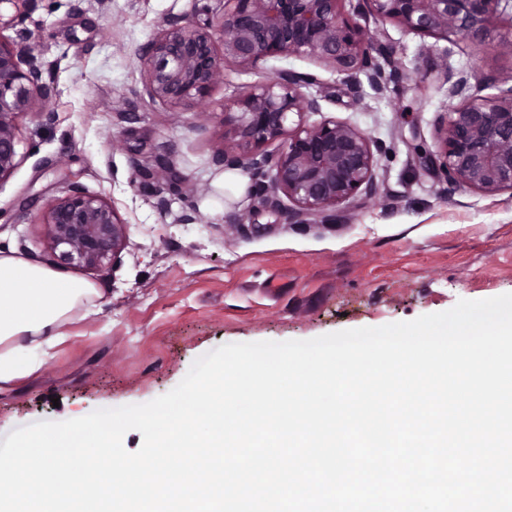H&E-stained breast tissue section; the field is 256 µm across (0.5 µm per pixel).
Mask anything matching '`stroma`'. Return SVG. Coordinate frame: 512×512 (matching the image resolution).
Segmentation results:
<instances>
[{"instance_id": "stroma-1", "label": "stroma", "mask_w": 512, "mask_h": 512, "mask_svg": "<svg viewBox=\"0 0 512 512\" xmlns=\"http://www.w3.org/2000/svg\"><path fill=\"white\" fill-rule=\"evenodd\" d=\"M23 0L0 5V41L28 36L54 86L51 119L18 120L17 166L0 179V250L53 267L44 221L68 182L112 204L129 226L116 269H68L94 285L95 315H75L33 374L0 385V443L15 429L147 403L172 390L200 356L231 343L307 340L411 321L458 300L512 293V192L451 183L421 151L452 111L444 71L512 77L497 16L485 41L420 36L369 22L404 79L351 104L342 76L301 56L226 64L204 98L178 107L144 92L142 46L169 16L209 17L222 43L220 0ZM317 76L330 95L308 123L335 119L376 141V196L357 193L306 229L263 207L251 178L215 164L223 110L275 71ZM153 171L131 186L135 166ZM167 211H160V202ZM194 216L191 224L182 215ZM244 227H237V220Z\"/></svg>"}]
</instances>
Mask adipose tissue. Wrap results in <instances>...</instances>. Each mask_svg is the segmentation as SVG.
I'll list each match as a JSON object with an SVG mask.
<instances>
[{
    "mask_svg": "<svg viewBox=\"0 0 512 512\" xmlns=\"http://www.w3.org/2000/svg\"><path fill=\"white\" fill-rule=\"evenodd\" d=\"M90 283L0 253V383L35 371L75 312L91 315Z\"/></svg>",
    "mask_w": 512,
    "mask_h": 512,
    "instance_id": "obj_1",
    "label": "adipose tissue"
}]
</instances>
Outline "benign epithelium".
Instances as JSON below:
<instances>
[{"instance_id":"obj_1","label":"benign epithelium","mask_w":512,"mask_h":512,"mask_svg":"<svg viewBox=\"0 0 512 512\" xmlns=\"http://www.w3.org/2000/svg\"><path fill=\"white\" fill-rule=\"evenodd\" d=\"M512 0H222L224 42L217 51L205 25L171 16L141 49L146 94L171 107L204 97L228 61L253 65L298 55L333 65L344 93L359 103V73L377 94L400 78L391 48L369 50L359 20L394 21L423 36H454L482 42L501 3ZM448 97L461 98L456 111L437 122L438 150L430 160L449 180L484 194L512 191V84L487 75L472 85L468 77L445 73ZM317 76L279 70L224 104V140L216 162L248 174L262 204L290 224L320 225L329 209L358 191L377 192L372 141L359 129L327 119L309 124L321 111L308 93ZM493 87L497 93L484 96ZM54 88L42 82L41 65L26 40L0 43V179L16 168L17 118L38 112ZM296 126L289 127L292 117ZM282 141L275 156L256 153ZM284 194L293 206L282 204ZM46 234L56 265L102 269L116 263L128 240V224L108 202L74 185L49 208Z\"/></svg>"}]
</instances>
